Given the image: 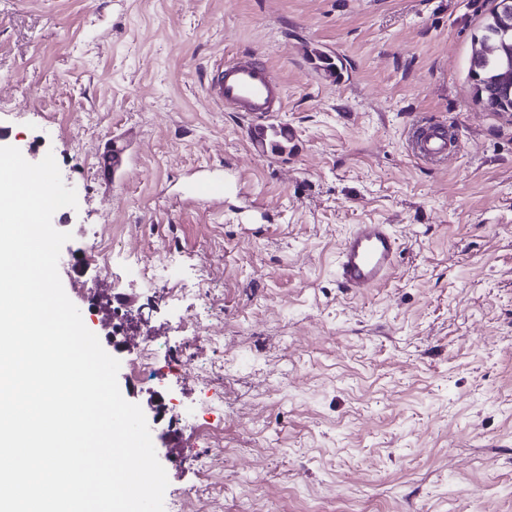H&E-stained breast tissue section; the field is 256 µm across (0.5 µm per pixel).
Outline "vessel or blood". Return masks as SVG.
<instances>
[{
	"instance_id": "b4317fda",
	"label": "vessel or blood",
	"mask_w": 512,
	"mask_h": 512,
	"mask_svg": "<svg viewBox=\"0 0 512 512\" xmlns=\"http://www.w3.org/2000/svg\"><path fill=\"white\" fill-rule=\"evenodd\" d=\"M217 104L241 112L257 120L272 118L285 105V89L275 82L264 62L252 58L220 61L214 83L208 89ZM457 144L454 130L441 122L416 125L412 130L414 154L426 162L447 160ZM126 149L121 143L101 152L97 172L102 179H111L123 163ZM191 190L199 201L223 205L225 184L222 178L201 174L191 181ZM401 243L387 224H357L342 238L336 262V280L340 287L374 288L394 270Z\"/></svg>"
}]
</instances>
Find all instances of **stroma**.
I'll list each match as a JSON object with an SVG mask.
<instances>
[{
	"label": "stroma",
	"mask_w": 512,
	"mask_h": 512,
	"mask_svg": "<svg viewBox=\"0 0 512 512\" xmlns=\"http://www.w3.org/2000/svg\"><path fill=\"white\" fill-rule=\"evenodd\" d=\"M495 4L0 0V142L53 154L77 194L52 224L87 272L63 288L101 337L85 289L141 309L164 394L210 425L158 449L164 512H512V112L469 76ZM239 56L285 85L277 120L209 99ZM435 120L460 141L430 164L408 132ZM114 138L135 163L106 184ZM203 167L230 183L223 210L190 194ZM356 224L402 244L381 287L336 282ZM167 252L175 282L131 277Z\"/></svg>",
	"instance_id": "obj_1"
}]
</instances>
